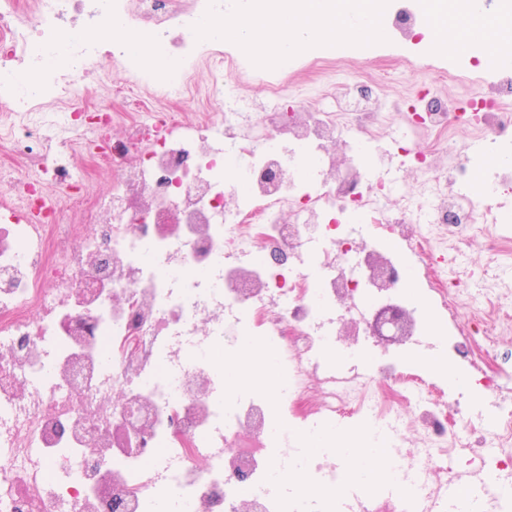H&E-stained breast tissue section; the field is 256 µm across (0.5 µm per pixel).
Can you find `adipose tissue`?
Instances as JSON below:
<instances>
[{"instance_id": "adipose-tissue-1", "label": "adipose tissue", "mask_w": 512, "mask_h": 512, "mask_svg": "<svg viewBox=\"0 0 512 512\" xmlns=\"http://www.w3.org/2000/svg\"><path fill=\"white\" fill-rule=\"evenodd\" d=\"M382 8L381 0H281L277 11L261 15L253 13L243 0H231L222 31H214L206 17L200 20L199 31L206 38L220 37L253 54L273 45L288 58L314 41L340 49L354 41L379 39L375 17ZM420 8L432 21V35L439 37L447 29L465 31L476 25L483 32L486 53L512 51V0H505L496 11L487 10L484 0H420ZM357 437L358 447L344 451L347 467L341 479L353 478L373 486L394 477L399 464L388 458L378 430L365 427Z\"/></svg>"}]
</instances>
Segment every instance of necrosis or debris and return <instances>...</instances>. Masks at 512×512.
I'll list each match as a JSON object with an SVG mask.
<instances>
[{
	"instance_id": "obj_1",
	"label": "necrosis or debris",
	"mask_w": 512,
	"mask_h": 512,
	"mask_svg": "<svg viewBox=\"0 0 512 512\" xmlns=\"http://www.w3.org/2000/svg\"><path fill=\"white\" fill-rule=\"evenodd\" d=\"M223 13L224 0H0V512H271L275 447L298 446L280 428L354 415L402 463L396 493L359 512H437L451 486L512 512V368L498 352L512 238L486 232L497 218L448 147L459 113L384 114L360 80L337 109L268 112L247 131L245 97L219 88L221 117L186 122L174 101L208 52L198 22ZM127 32L147 35V58L122 49ZM114 63L146 70L155 106L88 108L120 96L121 82L91 83ZM474 116V135L511 143L512 79L476 97ZM398 118L416 132L397 142L416 190L361 161ZM439 151L447 164L428 165ZM93 179L107 191L88 195ZM477 236L478 275L449 270L437 241ZM412 265L428 307L404 290ZM381 312L399 337L374 335ZM434 313L448 360L495 404L484 426L406 362ZM250 336L288 368L280 411L224 399L217 355ZM367 341L381 352L372 373L337 361Z\"/></svg>"
}]
</instances>
